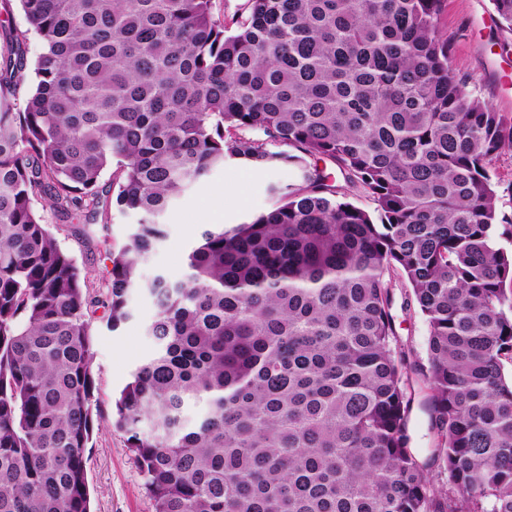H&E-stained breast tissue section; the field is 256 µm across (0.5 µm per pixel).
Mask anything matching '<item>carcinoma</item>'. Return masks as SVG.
I'll use <instances>...</instances> for the list:
<instances>
[{"instance_id": "cac0c4a2", "label": "carcinoma", "mask_w": 512, "mask_h": 512, "mask_svg": "<svg viewBox=\"0 0 512 512\" xmlns=\"http://www.w3.org/2000/svg\"><path fill=\"white\" fill-rule=\"evenodd\" d=\"M442 2L243 0L228 21L215 0H18L28 28L0 62V512H91L92 299L35 204L94 223L111 163L112 205L139 219L110 257L108 324L144 290L157 345L115 426L155 512H512V212L492 168L512 119L453 68ZM490 3L512 33V0ZM229 159L301 183L205 231L183 279H143L172 202ZM395 274L428 324L423 461Z\"/></svg>"}]
</instances>
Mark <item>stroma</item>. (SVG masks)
<instances>
[{
  "mask_svg": "<svg viewBox=\"0 0 512 512\" xmlns=\"http://www.w3.org/2000/svg\"><path fill=\"white\" fill-rule=\"evenodd\" d=\"M440 22L448 35L457 71L471 78L476 93L496 111L512 118V81L504 78L506 71H512V57L503 49L505 35L494 20L490 0H444ZM299 180L300 172L294 168L257 172L233 161L225 162L174 200L163 217L166 237L144 264L143 277L162 273L172 280L183 279L187 255L205 229L221 226L228 230L250 221L273 206L274 200L266 191L269 184H295ZM36 207L61 248L75 259L88 294L96 300L86 313L95 385L94 429L87 449L93 512H154L127 436L113 426L112 413L114 399L132 371L155 349L146 332L155 306L149 295L132 293L131 319L113 330L107 324V311L99 304L108 292L110 255L128 244L136 218L112 208L97 223L81 224L58 215L45 201H38ZM392 289L394 328L398 346L408 358L413 398L410 448L423 459L433 443L424 409L430 391L421 372L427 363L428 328L418 308L403 307L405 279L394 276Z\"/></svg>",
  "mask_w": 512,
  "mask_h": 512,
  "instance_id": "35a3bbf8",
  "label": "stroma"
}]
</instances>
